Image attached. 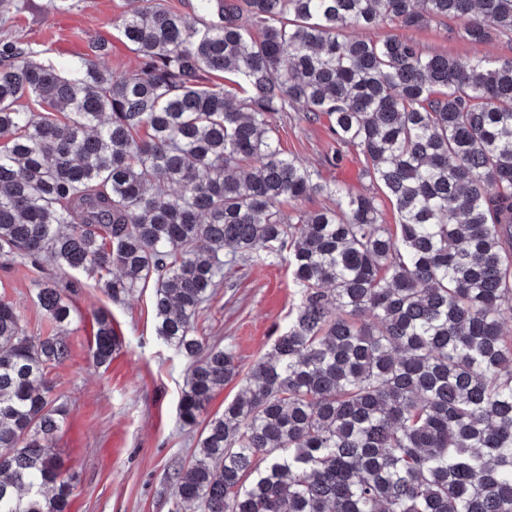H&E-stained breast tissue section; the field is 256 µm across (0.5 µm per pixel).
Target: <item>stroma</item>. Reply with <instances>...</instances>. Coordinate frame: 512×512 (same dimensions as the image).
<instances>
[{
  "label": "stroma",
  "mask_w": 512,
  "mask_h": 512,
  "mask_svg": "<svg viewBox=\"0 0 512 512\" xmlns=\"http://www.w3.org/2000/svg\"><path fill=\"white\" fill-rule=\"evenodd\" d=\"M17 3L10 18L0 20V42L22 38L33 48L47 50L65 69L102 38L111 51L100 58V67L116 77L131 71L136 55L114 26L130 9V0H70V9L63 12L54 8L53 0ZM376 34L411 38L428 53L463 61L476 56L496 62L512 59V38L506 36L476 46L460 36L448 37L439 25L407 29L395 22L383 24ZM277 125L285 153L327 179L377 194V187L361 176V157L337 152L326 123L312 124L302 113L291 112ZM42 277L20 262L0 267V298L14 305L36 336L52 331L37 301ZM226 280L227 287L219 289L199 317L197 330L209 341L234 349L248 366L271 351L300 292L282 260L260 267L236 265ZM70 299L72 353L49 373L54 394L69 406L66 424L51 445L73 476L70 512H169L170 474L195 453L198 437L197 429L183 426L178 416L187 361L155 334L152 287L114 301L84 277ZM101 314L111 318L122 346L110 365L98 367L89 358V346Z\"/></svg>",
  "instance_id": "1"
}]
</instances>
